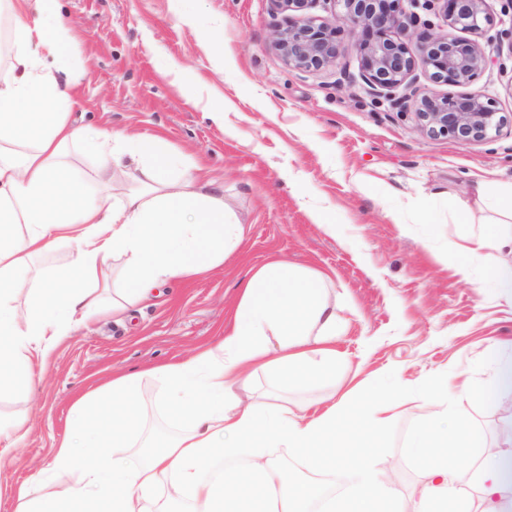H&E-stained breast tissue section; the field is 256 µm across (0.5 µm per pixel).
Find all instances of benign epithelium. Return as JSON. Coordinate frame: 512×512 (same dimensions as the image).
<instances>
[{
  "instance_id": "obj_1",
  "label": "benign epithelium",
  "mask_w": 512,
  "mask_h": 512,
  "mask_svg": "<svg viewBox=\"0 0 512 512\" xmlns=\"http://www.w3.org/2000/svg\"><path fill=\"white\" fill-rule=\"evenodd\" d=\"M341 11L336 24L290 25L278 32L275 47L288 65L320 70L336 64L340 48L336 33L347 25L356 37L364 77L374 89L401 87L418 128L431 138L461 144L480 142L512 126V113L500 112L479 95H417L411 76L421 69L429 80L461 86L475 80L492 57L472 40L418 31L419 18L400 7L401 0H333ZM442 11L448 27L480 34L494 24L485 0H428ZM416 40L410 49L409 41Z\"/></svg>"
}]
</instances>
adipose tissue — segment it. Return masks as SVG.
<instances>
[{
	"label": "adipose tissue",
	"mask_w": 512,
	"mask_h": 512,
	"mask_svg": "<svg viewBox=\"0 0 512 512\" xmlns=\"http://www.w3.org/2000/svg\"><path fill=\"white\" fill-rule=\"evenodd\" d=\"M12 23L15 73L0 80V395L31 394L35 368L97 310L108 287L110 259L123 262L125 286L112 310L147 299L160 283L187 281L223 264L243 227L224 204L223 188L189 163L181 182L175 158L156 136L82 128L69 121L75 103L57 65L66 32L59 0H5ZM78 144L105 166L129 163L143 179L116 191L110 176L96 184L68 172L62 158ZM497 217L466 237L456 273L490 265L502 297L512 301V190L489 195ZM68 264L33 273L36 256L59 243ZM321 271L275 260L245 282L230 325L213 345L154 367L168 390V414L182 432L163 445L144 439L141 374H121L75 400L73 433L53 449L47 468L74 474L60 491L32 497L17 490L15 512H402L374 455L376 442L402 404L395 385L371 378L323 410L291 409L283 392L332 381L341 318ZM29 292L24 313L17 295ZM259 371L271 386L241 398L237 385ZM447 378L427 381L431 415L404 446L428 480L418 512H512V453L489 447L470 459L472 428L448 403ZM287 449L299 477L275 457ZM341 471L346 489L325 496L319 476Z\"/></svg>",
	"instance_id": "adipose-tissue-1"
}]
</instances>
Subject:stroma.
I'll return each mask as SVG.
<instances>
[{
    "mask_svg": "<svg viewBox=\"0 0 512 512\" xmlns=\"http://www.w3.org/2000/svg\"><path fill=\"white\" fill-rule=\"evenodd\" d=\"M67 29L62 75L77 100L69 120L81 127L160 136L170 152L198 161L223 186L224 201L245 224L238 249L207 275L162 286L127 316L103 312L64 338L36 368L31 396H0V417L27 418L29 433L0 463V512H14L15 489L35 494L68 482L46 469L71 431V407L113 375L143 373L148 432L177 434L164 409V385L151 368L178 360L223 331L251 272L274 260L327 273L342 332L345 363L335 385L288 392L313 402L372 375L405 397L394 427L378 442L384 475L411 512L425 476L403 446L407 431L430 414L420 391L435 375L492 385L491 346H512V306L500 299L491 271L474 266L470 281L455 267L459 244L489 217L473 185L485 178L512 186V129L470 144L421 134L411 109L366 82L355 38L339 36L337 65L296 69L274 41L288 24L331 23L333 0H310L300 12L270 0H61ZM495 18L479 34L493 65L463 94L491 99L512 113V0H486ZM222 51H213V40ZM224 111L212 122V109ZM323 210L335 233L313 224ZM453 406L467 416L478 444L500 431L498 413L461 390Z\"/></svg>",
    "mask_w": 512,
    "mask_h": 512,
    "instance_id": "obj_1",
    "label": "stroma"
}]
</instances>
